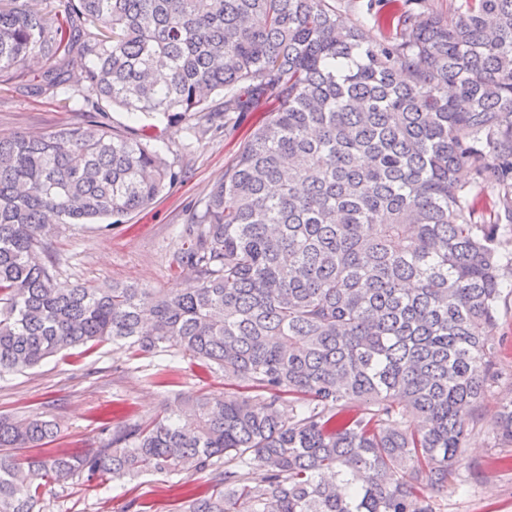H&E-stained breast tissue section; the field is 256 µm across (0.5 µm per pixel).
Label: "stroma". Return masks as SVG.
Returning a JSON list of instances; mask_svg holds the SVG:
<instances>
[{
	"mask_svg": "<svg viewBox=\"0 0 512 512\" xmlns=\"http://www.w3.org/2000/svg\"><path fill=\"white\" fill-rule=\"evenodd\" d=\"M78 97L64 93L34 96L28 83L0 85V133H45L80 117ZM260 119L248 112L225 131L193 132L189 123H171L160 115H132L114 110V129L147 139L185 177L165 188L147 208L122 217L111 227L59 224L49 240L56 283L96 288L120 281L154 291L186 287L191 268H176L173 253L180 232L190 224L212 186L242 151ZM502 301L494 337L502 343L501 380L486 393L480 419L470 428L467 451L448 482L447 495L435 512H512V444L496 435V414L512 397V275H502ZM222 372L208 370L187 357L138 354L103 342L71 349L22 372L0 374V415H41L57 421L52 452L98 447L103 426L163 415L168 403L199 390L224 391ZM205 473H146L110 481L107 490L81 482L44 483L42 512H124L128 502L144 503L147 512H177L185 488L206 490Z\"/></svg>",
	"mask_w": 512,
	"mask_h": 512,
	"instance_id": "1",
	"label": "stroma"
}]
</instances>
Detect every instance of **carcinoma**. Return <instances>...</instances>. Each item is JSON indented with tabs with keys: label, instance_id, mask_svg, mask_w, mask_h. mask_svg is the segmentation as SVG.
<instances>
[{
	"label": "carcinoma",
	"instance_id": "obj_1",
	"mask_svg": "<svg viewBox=\"0 0 512 512\" xmlns=\"http://www.w3.org/2000/svg\"><path fill=\"white\" fill-rule=\"evenodd\" d=\"M389 2L380 40L329 0H0V84L37 62L39 93L86 91L82 121L0 134V373L110 341L235 387L25 472L16 449L57 427L0 416V512H40L43 480L182 470L211 481L183 512H434L498 379L512 0ZM268 102L174 255L194 284L56 287L55 225L134 213L183 176L108 112L218 130Z\"/></svg>",
	"mask_w": 512,
	"mask_h": 512
}]
</instances>
